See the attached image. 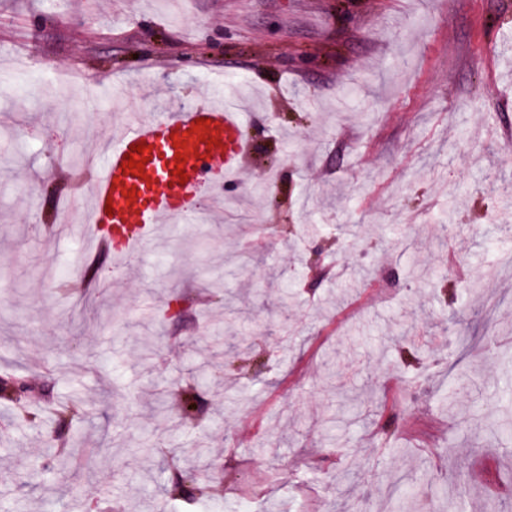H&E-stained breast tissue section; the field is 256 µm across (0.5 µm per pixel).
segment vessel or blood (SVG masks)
<instances>
[{
  "label": "vessel or blood",
  "instance_id": "vessel-or-blood-1",
  "mask_svg": "<svg viewBox=\"0 0 512 512\" xmlns=\"http://www.w3.org/2000/svg\"><path fill=\"white\" fill-rule=\"evenodd\" d=\"M203 117L207 126L197 127ZM246 126L241 105L208 97L158 117L123 123L89 189L86 221L97 247L111 253L115 264L123 267L150 243L158 225L192 219L202 200L216 197L225 182L241 175L249 149ZM141 142L147 146L146 162L138 175L124 169L123 162ZM178 142L183 145L179 151L174 148ZM180 156L186 159L183 184L173 178ZM126 223L135 225V232L121 233L112 242L99 234L101 226Z\"/></svg>",
  "mask_w": 512,
  "mask_h": 512
}]
</instances>
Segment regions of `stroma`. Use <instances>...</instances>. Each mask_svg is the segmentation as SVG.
<instances>
[{
	"instance_id": "35a3bbf8",
	"label": "stroma",
	"mask_w": 512,
	"mask_h": 512,
	"mask_svg": "<svg viewBox=\"0 0 512 512\" xmlns=\"http://www.w3.org/2000/svg\"><path fill=\"white\" fill-rule=\"evenodd\" d=\"M219 79L252 117L244 177L132 268L100 255L89 315L88 237L55 225L87 206L79 160L101 162L125 94L151 117ZM509 130L512 0H0V368L41 413L7 424L0 402V512H180L135 463L159 436L173 460L207 442L222 499L198 512L511 506ZM235 294L234 350L191 381ZM161 379L196 418L174 393L149 416ZM345 392L366 420L338 434ZM74 393L89 414L59 425Z\"/></svg>"
}]
</instances>
